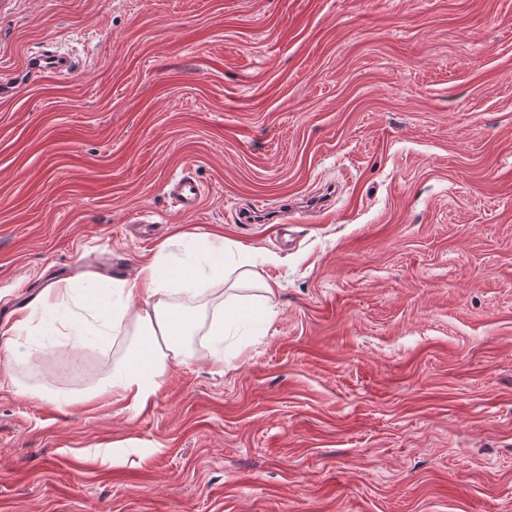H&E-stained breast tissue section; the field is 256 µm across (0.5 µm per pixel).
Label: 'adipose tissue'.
Returning a JSON list of instances; mask_svg holds the SVG:
<instances>
[{"label":"adipose tissue","mask_w":512,"mask_h":512,"mask_svg":"<svg viewBox=\"0 0 512 512\" xmlns=\"http://www.w3.org/2000/svg\"><path fill=\"white\" fill-rule=\"evenodd\" d=\"M185 241L193 260L179 269L169 268L157 257L141 266L134 278L108 289L96 277L78 289L67 281L47 284L15 321L14 337L0 353L9 361L32 356V346L22 345L19 337L32 332L38 317L58 318L73 346L92 344L101 349L111 346L126 323H133V349L85 398L145 404L160 388L170 362L184 361L187 352L182 341L199 327L196 309L174 307L166 302V295L177 292L194 299L204 295L210 283L225 277L223 246L200 242L191 235Z\"/></svg>","instance_id":"adipose-tissue-1"}]
</instances>
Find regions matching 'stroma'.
<instances>
[{
	"instance_id": "1",
	"label": "stroma",
	"mask_w": 512,
	"mask_h": 512,
	"mask_svg": "<svg viewBox=\"0 0 512 512\" xmlns=\"http://www.w3.org/2000/svg\"><path fill=\"white\" fill-rule=\"evenodd\" d=\"M1 78L0 342L183 233L278 294L139 408L71 402L131 336H29L0 512H512V0H0ZM29 72L31 74H42L46 71L55 73L71 72L75 69V63L65 56L50 54L48 51H42L38 55L29 58ZM168 195L181 211L199 205L203 190L195 181L182 177L169 183Z\"/></svg>"
}]
</instances>
